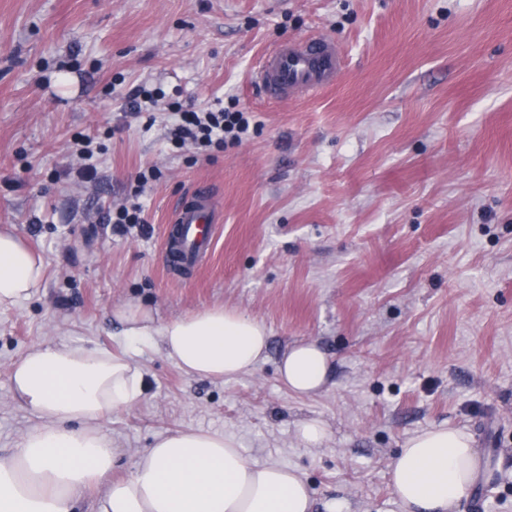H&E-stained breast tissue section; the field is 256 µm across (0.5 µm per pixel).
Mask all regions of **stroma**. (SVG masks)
Masks as SVG:
<instances>
[{
    "instance_id": "stroma-1",
    "label": "stroma",
    "mask_w": 512,
    "mask_h": 512,
    "mask_svg": "<svg viewBox=\"0 0 512 512\" xmlns=\"http://www.w3.org/2000/svg\"><path fill=\"white\" fill-rule=\"evenodd\" d=\"M313 33L343 49L335 84L268 101L259 58ZM140 86L238 104L256 127L221 152L172 148L163 120L130 112ZM149 166L161 178L139 184ZM201 185L215 247L177 279L165 227ZM135 199L144 223H108ZM0 229L46 268L38 294L0 310L1 452L35 421L10 381L33 345L122 350L112 309L127 300L163 321L222 306L265 324L266 359L214 381L142 349V398L103 422L128 451L113 477L194 428L297 469L313 512H403L394 458L448 424L482 458L460 512H512V0H0ZM299 340L330 359L312 396L278 378ZM307 418L327 427L320 447L296 437Z\"/></svg>"
}]
</instances>
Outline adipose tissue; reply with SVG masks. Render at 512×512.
Returning a JSON list of instances; mask_svg holds the SVG:
<instances>
[{
	"mask_svg": "<svg viewBox=\"0 0 512 512\" xmlns=\"http://www.w3.org/2000/svg\"><path fill=\"white\" fill-rule=\"evenodd\" d=\"M44 280L41 256L0 231V309L32 298ZM112 314L125 352L44 343L13 364V395L37 423L0 452V512H72L91 485L101 488L94 512H312L313 491L296 469L248 457L237 439L217 432L163 433L126 477L113 478L125 450L103 422L143 394L137 352L156 346L185 374L222 380L252 371L269 334L258 319L223 307L162 322L150 307L126 301ZM278 374L288 392L311 396L327 383L328 358L315 342H296ZM481 464L467 432L440 425L405 440L389 483L405 512H458Z\"/></svg>",
	"mask_w": 512,
	"mask_h": 512,
	"instance_id": "ef3b65f1",
	"label": "adipose tissue"
}]
</instances>
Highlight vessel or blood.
Here are the masks:
<instances>
[{"instance_id":"vessel-or-blood-1","label":"vessel or blood","mask_w":512,"mask_h":512,"mask_svg":"<svg viewBox=\"0 0 512 512\" xmlns=\"http://www.w3.org/2000/svg\"><path fill=\"white\" fill-rule=\"evenodd\" d=\"M343 63L340 46L329 38L288 40L264 54L254 80L270 100L312 96L334 83ZM216 232L214 198L207 187H197L167 226L164 246L168 265L197 267L208 257Z\"/></svg>"}]
</instances>
